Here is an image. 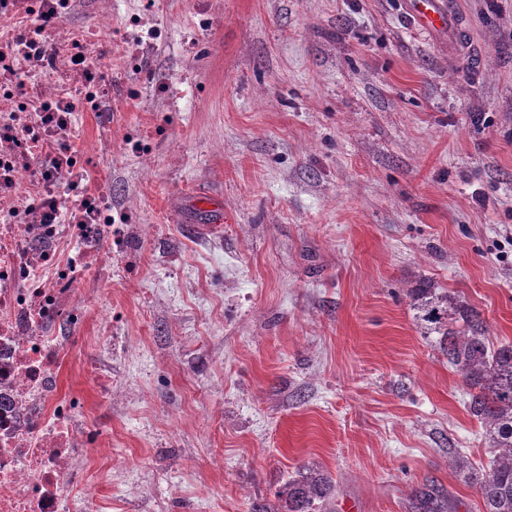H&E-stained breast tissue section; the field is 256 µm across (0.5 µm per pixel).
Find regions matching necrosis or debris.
Masks as SVG:
<instances>
[{
	"label": "necrosis or debris",
	"instance_id": "necrosis-or-debris-1",
	"mask_svg": "<svg viewBox=\"0 0 512 512\" xmlns=\"http://www.w3.org/2000/svg\"><path fill=\"white\" fill-rule=\"evenodd\" d=\"M69 3L0 0V512H81L76 461L96 450L59 392L61 339L51 328L63 313L79 317L72 285L83 265L110 266L126 248L101 196L74 201L60 187L82 166L63 137L73 105L92 109L109 92L93 64L74 62L86 32L41 43L37 55L14 45L31 20L57 26ZM71 211L82 243L65 259L52 218Z\"/></svg>",
	"mask_w": 512,
	"mask_h": 512
}]
</instances>
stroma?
Wrapping results in <instances>:
<instances>
[{"label": "stroma", "instance_id": "obj_1", "mask_svg": "<svg viewBox=\"0 0 512 512\" xmlns=\"http://www.w3.org/2000/svg\"><path fill=\"white\" fill-rule=\"evenodd\" d=\"M112 0V93L76 112L126 236L74 284L61 393L99 512H251L316 466L325 512H406L492 449L414 319L419 283L512 343V0ZM410 14L414 21L426 29H447L453 35L456 45L461 41V29L455 16L446 14L442 0H410Z\"/></svg>", "mask_w": 512, "mask_h": 512}]
</instances>
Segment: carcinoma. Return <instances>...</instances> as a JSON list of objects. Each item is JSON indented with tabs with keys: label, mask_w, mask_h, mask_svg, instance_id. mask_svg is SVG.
Returning <instances> with one entry per match:
<instances>
[{
	"label": "carcinoma",
	"mask_w": 512,
	"mask_h": 512,
	"mask_svg": "<svg viewBox=\"0 0 512 512\" xmlns=\"http://www.w3.org/2000/svg\"><path fill=\"white\" fill-rule=\"evenodd\" d=\"M414 318L436 343L448 365L460 373L468 388V409L489 437L493 455L478 470L463 456L454 460L466 473L483 502L482 512H512V344L494 346L482 314L466 301L424 285L410 290ZM331 477L317 467H303L277 492L282 502L275 511L264 504L252 512H319L331 495ZM434 482L413 489L407 512H457Z\"/></svg>",
	"instance_id": "1"
}]
</instances>
